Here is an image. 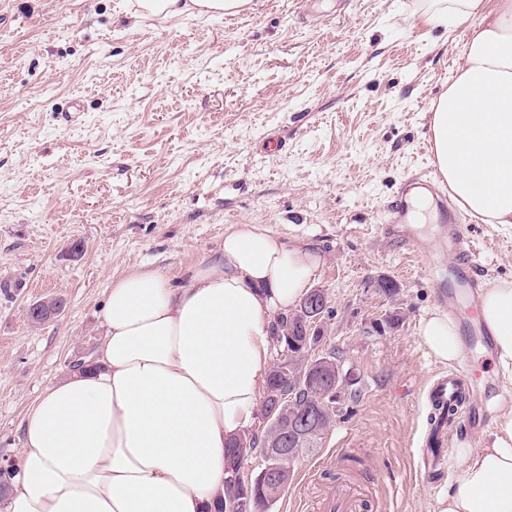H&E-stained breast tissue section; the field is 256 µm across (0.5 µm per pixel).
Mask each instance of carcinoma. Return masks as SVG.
<instances>
[{
    "label": "carcinoma",
    "instance_id": "cac0c4a2",
    "mask_svg": "<svg viewBox=\"0 0 512 512\" xmlns=\"http://www.w3.org/2000/svg\"><path fill=\"white\" fill-rule=\"evenodd\" d=\"M299 322L298 308L274 321L272 341L279 348V353L266 380L261 409L263 430L259 434L245 432L232 442L230 494L217 505V512H239L237 502L241 499L248 500L249 512H272L276 502L268 501L266 473L260 470L247 481L240 474L245 455L256 452L263 458L272 444L284 438L288 439V447L299 456L313 450L318 447L321 436L295 443L288 424L312 415L324 433L336 421L341 410L340 400L330 397V394L338 392L351 401L360 396L358 384L346 387L343 380L335 379V369L339 364L336 351L316 354L302 336L293 337L292 344L282 342V334L288 326Z\"/></svg>",
    "mask_w": 512,
    "mask_h": 512
}]
</instances>
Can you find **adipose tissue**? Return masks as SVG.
I'll use <instances>...</instances> for the list:
<instances>
[{
	"label": "adipose tissue",
	"mask_w": 512,
	"mask_h": 512,
	"mask_svg": "<svg viewBox=\"0 0 512 512\" xmlns=\"http://www.w3.org/2000/svg\"><path fill=\"white\" fill-rule=\"evenodd\" d=\"M426 23L468 22L452 81L429 106L436 162L459 206L512 226V0H421ZM251 0H138L140 17L234 15ZM318 254L258 225L225 232L184 283L156 271L113 282L90 366L49 386L23 424L5 512H209L223 499L228 447L252 422L274 318L310 289ZM496 380L512 386V283L485 289ZM433 357H461L457 326L430 314ZM484 446L457 440L437 512H512V403Z\"/></svg>",
	"instance_id": "obj_1"
}]
</instances>
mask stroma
Wrapping results in <instances>:
<instances>
[{"instance_id":"obj_1","label":"stroma","mask_w":512,"mask_h":512,"mask_svg":"<svg viewBox=\"0 0 512 512\" xmlns=\"http://www.w3.org/2000/svg\"><path fill=\"white\" fill-rule=\"evenodd\" d=\"M418 0H253L237 15L137 17V0H0V462L42 392L91 359L113 280L185 278L232 224L316 250L326 347L361 378L274 512L312 506L338 449L373 512H425L414 448L443 372L419 335L427 259L382 237L390 196L430 164L427 107L465 25ZM486 286L512 282V227L472 232ZM393 279L395 295L378 293ZM62 297L30 325L27 306ZM399 314V328L373 332Z\"/></svg>"}]
</instances>
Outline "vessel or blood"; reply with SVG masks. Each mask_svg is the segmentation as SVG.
Wrapping results in <instances>:
<instances>
[{
	"label": "vessel or blood",
	"instance_id": "1",
	"mask_svg": "<svg viewBox=\"0 0 512 512\" xmlns=\"http://www.w3.org/2000/svg\"><path fill=\"white\" fill-rule=\"evenodd\" d=\"M415 183L443 209L445 249L454 257L448 269L436 266L430 269L435 300L443 306L450 302L456 303L465 315L462 360L448 374L440 376L429 392L433 415L429 445L433 448H450L458 436H479L492 426L487 408L475 404L474 393L481 378L478 354L491 350L493 340L485 325L477 319L483 283L478 252L473 238L468 234V227L462 223L457 212L449 210L440 175L430 170L417 175ZM410 210L406 198L393 196L387 206L388 221L380 225L379 232L385 238L401 243L411 254L421 257L426 253V245L408 227ZM363 496L359 486L339 484L325 490L317 503V509L318 512H362Z\"/></svg>",
	"mask_w": 512,
	"mask_h": 512
}]
</instances>
